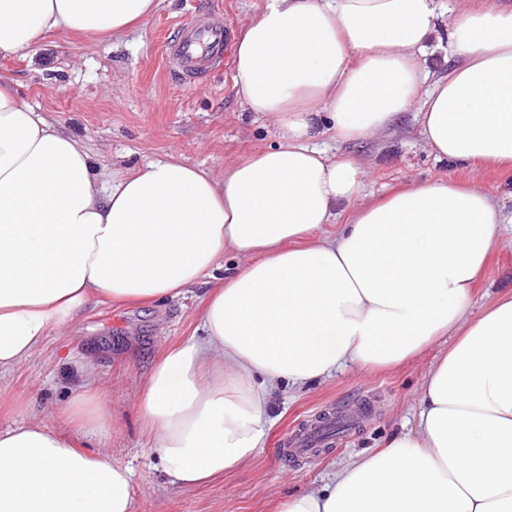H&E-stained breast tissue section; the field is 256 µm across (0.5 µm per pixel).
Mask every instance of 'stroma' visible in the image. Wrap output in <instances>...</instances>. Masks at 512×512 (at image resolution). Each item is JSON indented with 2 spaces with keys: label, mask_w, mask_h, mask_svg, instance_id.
I'll return each mask as SVG.
<instances>
[{
  "label": "stroma",
  "mask_w": 512,
  "mask_h": 512,
  "mask_svg": "<svg viewBox=\"0 0 512 512\" xmlns=\"http://www.w3.org/2000/svg\"><path fill=\"white\" fill-rule=\"evenodd\" d=\"M262 0H162L136 29L96 40L60 32L25 58L0 56V75L12 79L24 102L61 124L110 170L123 174L171 156L212 173L273 143L264 116L244 111L233 67L213 73L206 89L170 73L165 46L180 23L200 14L240 29ZM416 110L385 133L355 142L331 134L317 142L357 160L368 172L366 190L381 197L449 175L490 190L504 218L502 242L471 302L473 314L512 291V170L464 168L436 160L422 145ZM205 285L153 304L102 302L51 336L43 348L0 377V427L37 418L63 427V411L85 373L103 385L110 410L104 441L77 437L78 447L105 445L132 467L138 512H278L289 495L328 483L359 454L377 452L417 423L422 385L445 350L437 343L392 369L350 368L301 388L271 394V421L251 463L195 488L170 484L147 451L136 399L163 348L199 335ZM349 416L344 436L309 453L280 460L277 439L319 414Z\"/></svg>",
  "instance_id": "35a3bbf8"
}]
</instances>
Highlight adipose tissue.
I'll return each instance as SVG.
<instances>
[{
    "label": "adipose tissue",
    "mask_w": 512,
    "mask_h": 512,
    "mask_svg": "<svg viewBox=\"0 0 512 512\" xmlns=\"http://www.w3.org/2000/svg\"><path fill=\"white\" fill-rule=\"evenodd\" d=\"M159 6L0 0V55L56 32L114 36ZM440 30L455 63L432 82L422 60ZM233 81L274 145L218 175L165 156L121 178L0 81V376L92 302L210 279L201 337L161 351L137 397L170 483L194 487L251 461L270 390L394 367L449 336L416 428L279 512H512V293L470 310L502 236L494 195L448 175L371 200L364 168L313 142L317 126L370 138L417 101L435 157L512 170V6L264 0ZM343 204L345 224L323 233ZM65 416L63 431L0 428V512H135L131 469L75 443L105 430L101 389L81 384Z\"/></svg>",
    "instance_id": "1"
}]
</instances>
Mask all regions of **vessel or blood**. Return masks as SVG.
I'll return each instance as SVG.
<instances>
[{"mask_svg": "<svg viewBox=\"0 0 512 512\" xmlns=\"http://www.w3.org/2000/svg\"><path fill=\"white\" fill-rule=\"evenodd\" d=\"M230 31L201 20L182 23L176 39L170 43L165 56L185 79L195 81L199 76L222 67L228 60Z\"/></svg>", "mask_w": 512, "mask_h": 512, "instance_id": "b4317fda", "label": "vessel or blood"}]
</instances>
